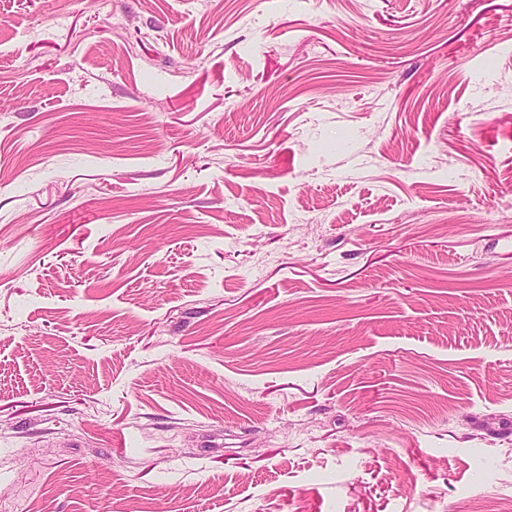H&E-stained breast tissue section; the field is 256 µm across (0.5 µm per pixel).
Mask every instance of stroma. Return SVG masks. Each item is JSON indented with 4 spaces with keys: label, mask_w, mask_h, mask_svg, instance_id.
Listing matches in <instances>:
<instances>
[{
    "label": "stroma",
    "mask_w": 512,
    "mask_h": 512,
    "mask_svg": "<svg viewBox=\"0 0 512 512\" xmlns=\"http://www.w3.org/2000/svg\"><path fill=\"white\" fill-rule=\"evenodd\" d=\"M0 512H512V0H0Z\"/></svg>",
    "instance_id": "35a3bbf8"
}]
</instances>
